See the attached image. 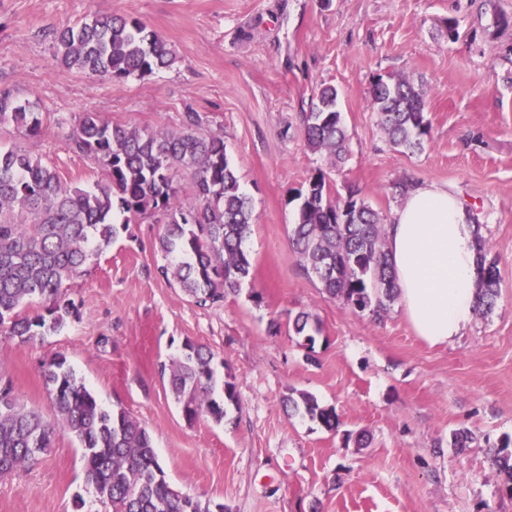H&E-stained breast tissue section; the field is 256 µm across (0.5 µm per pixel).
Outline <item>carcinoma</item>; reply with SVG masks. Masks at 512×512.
I'll return each instance as SVG.
<instances>
[{
  "label": "carcinoma",
  "mask_w": 512,
  "mask_h": 512,
  "mask_svg": "<svg viewBox=\"0 0 512 512\" xmlns=\"http://www.w3.org/2000/svg\"><path fill=\"white\" fill-rule=\"evenodd\" d=\"M54 40L62 66L114 84L166 69L176 59L167 43L135 18L93 13L57 29ZM369 104L393 148L423 149L431 123L412 80L377 78ZM3 124L35 137L42 121L32 102L0 89ZM202 124L197 112L186 113L182 130L175 132L112 124L95 112L82 113L70 131L71 144L105 173L88 188L67 185L54 166L20 146L0 147L1 339L24 344L62 330L77 314L66 283L82 272L93 246L109 245L116 225L126 228L147 217L164 218L158 249L169 265L161 273L172 276L193 303L218 305L240 288L253 269L245 249L252 207L224 138L201 130ZM304 138L312 152L327 159L329 170L311 172L290 198L297 202V222L289 240L324 293L357 313L379 315L398 298L383 219L357 190L345 199L331 196L330 173L348 153L335 87L319 90L305 117ZM185 176L192 204L182 199ZM476 240L483 267L477 312L488 316L499 298L498 270L479 224ZM310 320V314L299 313L294 334L313 340ZM212 361L209 349L188 340L170 362L169 385L190 422L208 417L220 424L224 405L237 402L229 380L223 400L213 398ZM42 372L55 408L52 422L18 405L11 381H0V478L36 460L63 429L82 450L85 481L100 512H224V504L183 495L159 476L163 469L149 432L123 407L106 409L64 357L43 363ZM286 407L329 430L338 425L335 411L307 392L290 390ZM511 445L512 438L505 439L490 460L505 475L503 492L512 496Z\"/></svg>",
  "instance_id": "carcinoma-1"
}]
</instances>
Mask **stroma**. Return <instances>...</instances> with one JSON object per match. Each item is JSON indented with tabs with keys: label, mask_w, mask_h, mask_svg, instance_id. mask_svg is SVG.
<instances>
[{
	"label": "stroma",
	"mask_w": 512,
	"mask_h": 512,
	"mask_svg": "<svg viewBox=\"0 0 512 512\" xmlns=\"http://www.w3.org/2000/svg\"><path fill=\"white\" fill-rule=\"evenodd\" d=\"M96 12L140 20L176 61L115 84L63 67L53 32ZM512 0H0V88L36 101L40 136L0 127L69 183L102 172L68 140L76 119L178 131L197 112L224 138L254 223L253 277L201 308L158 268L163 227L148 219L95 251L67 294L78 315L58 333L0 341V377L16 401L53 420L41 366L65 355L105 407L149 431L167 481L225 512H512L487 448L512 436ZM411 78L431 133L423 151L391 147L369 107L375 78ZM335 86L349 154L333 173L383 219L398 182L448 185L481 224L497 261L499 299L463 336L432 347L398 306L359 314L322 292L294 252L290 197L326 160L305 145L302 119ZM307 312L313 346L287 325ZM281 331L271 334V322ZM215 355L216 379L238 402L223 424L187 421L161 374L184 341ZM335 409L336 430L286 411L290 390ZM471 430L463 452L450 434ZM81 450L57 431L38 461L0 479V512H76L92 502Z\"/></svg>",
	"instance_id": "stroma-1"
}]
</instances>
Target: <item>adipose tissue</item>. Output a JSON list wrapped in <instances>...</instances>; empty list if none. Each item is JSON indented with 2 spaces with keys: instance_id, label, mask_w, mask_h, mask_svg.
Segmentation results:
<instances>
[{
  "instance_id": "obj_1",
  "label": "adipose tissue",
  "mask_w": 512,
  "mask_h": 512,
  "mask_svg": "<svg viewBox=\"0 0 512 512\" xmlns=\"http://www.w3.org/2000/svg\"><path fill=\"white\" fill-rule=\"evenodd\" d=\"M399 306L432 346L473 321L481 271L472 214L448 187L412 183L385 226Z\"/></svg>"
}]
</instances>
